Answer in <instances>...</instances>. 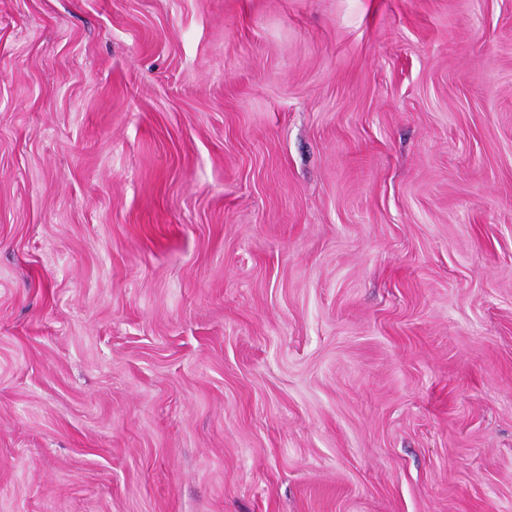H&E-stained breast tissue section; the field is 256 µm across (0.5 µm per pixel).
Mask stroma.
Instances as JSON below:
<instances>
[{
	"instance_id": "1",
	"label": "stroma",
	"mask_w": 512,
	"mask_h": 512,
	"mask_svg": "<svg viewBox=\"0 0 512 512\" xmlns=\"http://www.w3.org/2000/svg\"><path fill=\"white\" fill-rule=\"evenodd\" d=\"M0 512H512V0H0Z\"/></svg>"
}]
</instances>
